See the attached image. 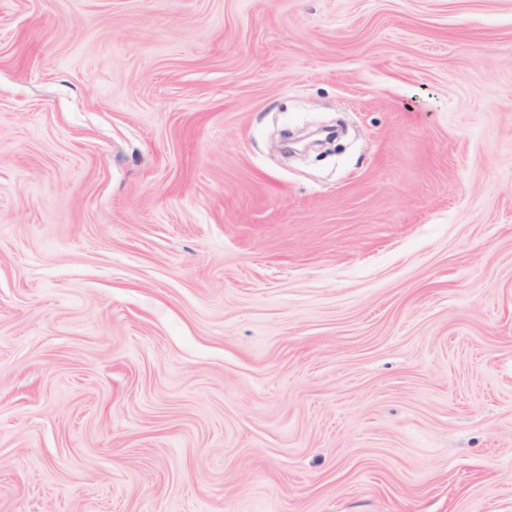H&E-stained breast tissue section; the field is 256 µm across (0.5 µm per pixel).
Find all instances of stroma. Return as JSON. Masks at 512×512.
<instances>
[{
    "mask_svg": "<svg viewBox=\"0 0 512 512\" xmlns=\"http://www.w3.org/2000/svg\"><path fill=\"white\" fill-rule=\"evenodd\" d=\"M0 512H512V0H0Z\"/></svg>",
    "mask_w": 512,
    "mask_h": 512,
    "instance_id": "35a3bbf8",
    "label": "stroma"
}]
</instances>
